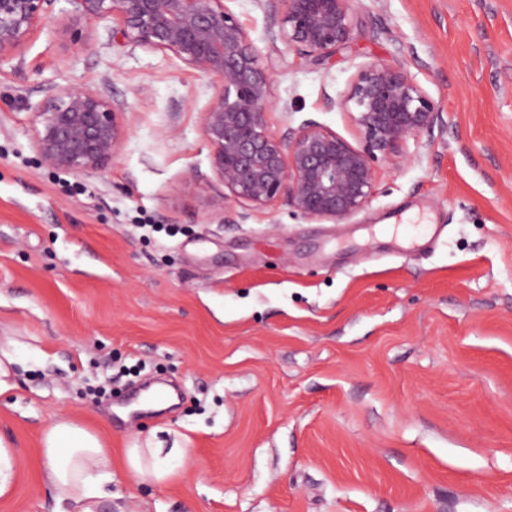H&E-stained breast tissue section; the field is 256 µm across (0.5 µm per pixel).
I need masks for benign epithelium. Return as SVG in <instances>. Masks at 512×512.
I'll return each instance as SVG.
<instances>
[{
  "mask_svg": "<svg viewBox=\"0 0 512 512\" xmlns=\"http://www.w3.org/2000/svg\"><path fill=\"white\" fill-rule=\"evenodd\" d=\"M54 0H0V64L22 60ZM87 22H116L123 44L170 55L218 78L221 92L202 111V133L224 200L251 212L282 200L304 219L340 223L372 199L376 164H399L409 143L443 126L437 103L402 66L368 63L326 107L349 115L358 148L314 122L269 127L273 70L224 0H70ZM268 40L313 63L349 43L355 0H259ZM124 110L95 87L60 86L36 109L33 147L41 165L71 175L107 168L121 145Z\"/></svg>",
  "mask_w": 512,
  "mask_h": 512,
  "instance_id": "obj_1",
  "label": "benign epithelium"
}]
</instances>
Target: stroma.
<instances>
[{
	"mask_svg": "<svg viewBox=\"0 0 512 512\" xmlns=\"http://www.w3.org/2000/svg\"><path fill=\"white\" fill-rule=\"evenodd\" d=\"M226 5L274 66L275 131L355 141L323 95L370 62L408 68L444 125L378 165L344 223L279 204L241 224L201 130L219 81L55 0L0 64V343H20L0 512H54L41 436L59 414L112 457L103 512H512V0H357L320 66L267 41L256 0ZM59 85L124 109L106 170L40 164L34 112ZM409 213L441 228L427 250L384 232ZM122 366L176 383L174 409L116 427L92 393ZM156 446L186 455L133 482L126 449ZM16 457L10 446L0 437V497L12 490L16 474Z\"/></svg>",
	"mask_w": 512,
	"mask_h": 512,
	"instance_id": "1",
	"label": "stroma"
}]
</instances>
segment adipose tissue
Returning <instances> with one entry per match:
<instances>
[{
    "label": "adipose tissue",
    "instance_id": "ef3b65f1",
    "mask_svg": "<svg viewBox=\"0 0 512 512\" xmlns=\"http://www.w3.org/2000/svg\"><path fill=\"white\" fill-rule=\"evenodd\" d=\"M182 454L178 447L153 448L146 454L128 449L129 473L136 479L148 475L165 480L170 461ZM42 456L43 480L53 493L55 512H99L112 482V460L98 434L73 418H59L43 432Z\"/></svg>",
    "mask_w": 512,
    "mask_h": 512
}]
</instances>
